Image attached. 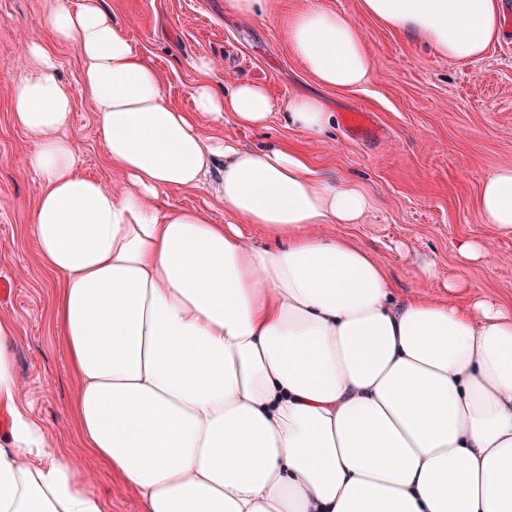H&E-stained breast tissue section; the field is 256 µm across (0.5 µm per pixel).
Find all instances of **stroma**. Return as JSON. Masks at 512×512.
I'll return each instance as SVG.
<instances>
[{"instance_id": "obj_1", "label": "stroma", "mask_w": 512, "mask_h": 512, "mask_svg": "<svg viewBox=\"0 0 512 512\" xmlns=\"http://www.w3.org/2000/svg\"><path fill=\"white\" fill-rule=\"evenodd\" d=\"M58 0H0V317L16 321V372L32 414L47 425L77 475L107 497L109 512H141L137 493L99 468L80 448L69 407L76 383L58 345L53 307L58 280L36 260L29 216L43 190L21 159L31 139L11 119L15 86L31 68L16 48L46 42L41 24ZM503 33L484 57L471 62L438 58L425 46L398 34L361 9V0H276L274 18L244 19L224 8L225 0H106L113 23L159 68L169 101L192 105L198 59L211 61L217 89L239 81L264 85L278 101L298 92L322 97L333 114L325 133L307 136L280 118L266 127L245 128L225 117V138L258 148L284 143L304 154L312 168L331 181L357 183L372 207L358 224H318L316 235H343L364 246L382 263L397 297L446 294L449 281L460 286L458 300L482 294L512 309V234L485 224L477 197L486 176L512 167V0H503ZM306 5L344 14L363 35L375 60L367 83L355 90L320 86L293 55L288 24ZM367 112L366 129L346 126V113ZM69 135L75 141L81 175L113 190L128 186L126 176L107 163L96 134L89 100L76 95ZM223 164L213 166L197 188L169 192L162 207H192L213 223L229 219L216 184ZM480 239L486 261L459 256V241ZM436 276L425 281L422 264Z\"/></svg>"}]
</instances>
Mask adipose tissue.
<instances>
[{"instance_id":"adipose-tissue-1","label":"adipose tissue","mask_w":512,"mask_h":512,"mask_svg":"<svg viewBox=\"0 0 512 512\" xmlns=\"http://www.w3.org/2000/svg\"><path fill=\"white\" fill-rule=\"evenodd\" d=\"M364 12L474 61L499 39L500 0H362ZM43 24L77 48L79 90L50 45L14 92V124L31 138L43 183L29 218L38 260L62 285L54 319L77 381L70 413L81 447L133 488L142 512H512V311L474 296L397 298L388 274L317 224H358L372 206L288 145L247 148L204 137L197 116L261 127L274 112L310 136L325 103L279 104L261 85L217 90L211 64L192 106L112 22L104 0H61ZM291 50L324 87L367 82L374 59L339 13L309 6L288 25ZM129 189L78 172L67 136L75 93ZM224 161L216 224L161 194L199 186ZM478 209L512 232V168L489 174ZM280 240L248 244L242 225ZM0 317V512H108L24 402Z\"/></svg>"}]
</instances>
